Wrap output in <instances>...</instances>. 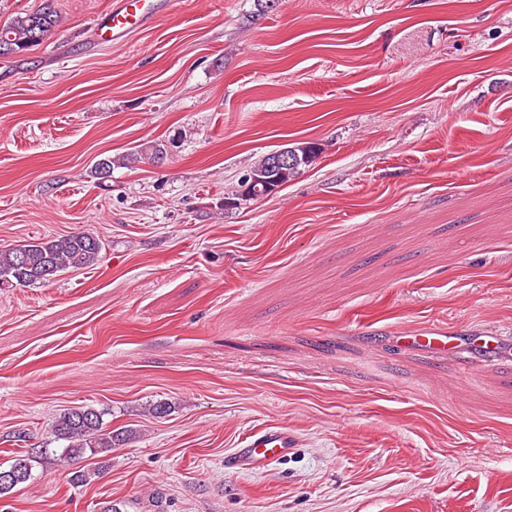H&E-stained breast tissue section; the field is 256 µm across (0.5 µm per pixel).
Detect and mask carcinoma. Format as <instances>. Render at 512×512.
<instances>
[{"label": "carcinoma", "instance_id": "cac0c4a2", "mask_svg": "<svg viewBox=\"0 0 512 512\" xmlns=\"http://www.w3.org/2000/svg\"><path fill=\"white\" fill-rule=\"evenodd\" d=\"M58 23L59 15L51 0H45L37 11L19 14L0 26V50L6 49L12 55L30 51ZM288 151L297 155L302 167L307 168L322 153V147L317 142H301L289 147ZM298 175L299 172L292 168L272 169L270 155L265 154L242 176L226 205L233 207L240 200H255L275 194ZM102 249L103 243L97 236L79 231L51 239L25 241L0 250V288L44 285L67 269L92 267L101 260ZM104 415V411L92 406H78L56 418L53 434L68 442L65 448L67 455L76 457L87 451L93 454L107 452L124 441L123 433L104 426ZM10 471L12 479L0 481V496L26 483L31 476L25 458L15 459Z\"/></svg>", "mask_w": 512, "mask_h": 512}]
</instances>
